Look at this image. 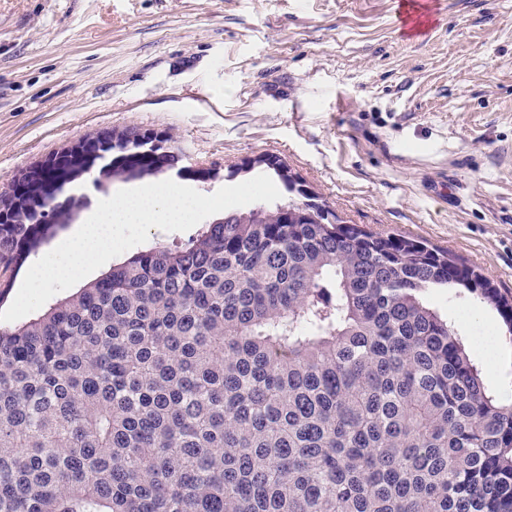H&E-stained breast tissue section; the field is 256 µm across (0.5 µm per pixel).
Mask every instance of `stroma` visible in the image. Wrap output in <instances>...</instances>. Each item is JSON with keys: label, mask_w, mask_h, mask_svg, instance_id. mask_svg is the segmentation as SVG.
Wrapping results in <instances>:
<instances>
[{"label": "stroma", "mask_w": 512, "mask_h": 512, "mask_svg": "<svg viewBox=\"0 0 512 512\" xmlns=\"http://www.w3.org/2000/svg\"><path fill=\"white\" fill-rule=\"evenodd\" d=\"M0 0V189L102 129L166 133L212 194L277 156L351 224L423 239L512 290V0ZM431 300L464 341L497 312Z\"/></svg>", "instance_id": "35a3bbf8"}]
</instances>
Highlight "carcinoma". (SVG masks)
<instances>
[{
  "mask_svg": "<svg viewBox=\"0 0 512 512\" xmlns=\"http://www.w3.org/2000/svg\"><path fill=\"white\" fill-rule=\"evenodd\" d=\"M108 139L95 179L169 170ZM291 198L134 252L0 326V512H512V391L488 389L430 303L463 288L512 343V302L424 241L348 224L282 162ZM57 170L4 192L0 288L71 221Z\"/></svg>",
  "mask_w": 512,
  "mask_h": 512,
  "instance_id": "obj_1",
  "label": "carcinoma"
}]
</instances>
